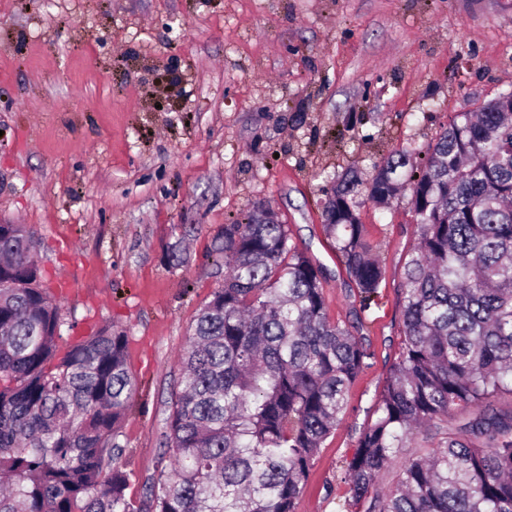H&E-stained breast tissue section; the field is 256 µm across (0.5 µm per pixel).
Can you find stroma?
<instances>
[{
	"label": "stroma",
	"mask_w": 512,
	"mask_h": 512,
	"mask_svg": "<svg viewBox=\"0 0 512 512\" xmlns=\"http://www.w3.org/2000/svg\"><path fill=\"white\" fill-rule=\"evenodd\" d=\"M507 91L512 0H0V224L38 238L64 342L107 324L128 336L134 507L171 470L178 360L224 283V227L267 206L321 266L330 320L370 352L295 510L346 512L343 466L401 347L418 228L409 195L379 208L359 188L384 259L363 310L323 204L343 171L366 180L398 149L427 152Z\"/></svg>",
	"instance_id": "stroma-1"
}]
</instances>
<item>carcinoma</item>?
I'll return each mask as SVG.
<instances>
[{"label": "carcinoma", "instance_id": "cac0c4a2", "mask_svg": "<svg viewBox=\"0 0 512 512\" xmlns=\"http://www.w3.org/2000/svg\"><path fill=\"white\" fill-rule=\"evenodd\" d=\"M361 179L336 180L323 216L360 303L382 268L355 210ZM410 192L418 242L403 267L404 339L346 462L358 512H512V98L452 118L428 156L401 149L376 167L368 199ZM39 243L0 224V512H132L118 464L137 390L128 336L110 325L60 351L64 320L43 287ZM224 286L201 308L168 417L173 467L151 512H295L369 353L326 312L317 267L285 224L224 225ZM468 415L455 428L442 422ZM430 453L380 479L415 431Z\"/></svg>", "mask_w": 512, "mask_h": 512}]
</instances>
